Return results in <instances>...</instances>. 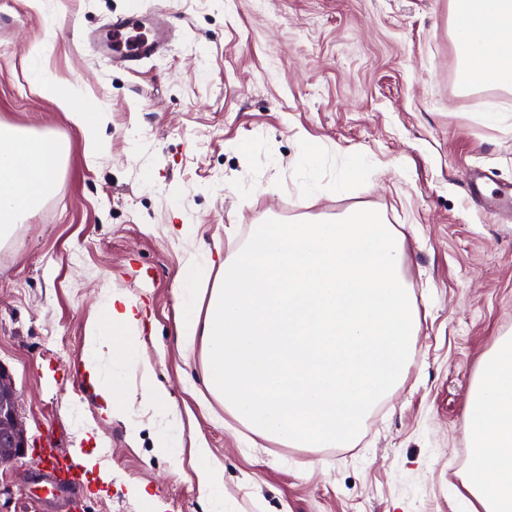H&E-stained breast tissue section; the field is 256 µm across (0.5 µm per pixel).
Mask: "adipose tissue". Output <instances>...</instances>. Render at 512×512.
<instances>
[{
	"instance_id": "ef3b65f1",
	"label": "adipose tissue",
	"mask_w": 512,
	"mask_h": 512,
	"mask_svg": "<svg viewBox=\"0 0 512 512\" xmlns=\"http://www.w3.org/2000/svg\"><path fill=\"white\" fill-rule=\"evenodd\" d=\"M451 34L466 85L491 83L512 90V0H450ZM42 93L69 112L79 128L87 160L107 149L100 135L102 108L82 89L41 69L32 72ZM64 149L50 138H34L0 125V239L58 183ZM137 304L105 296L85 328L84 368L101 397L107 417H124L130 394L122 373L140 372L141 400L159 418L156 445L176 451L180 421L152 366L142 359ZM465 436L469 449L467 487L484 512H512V337L498 339L482 359L469 391ZM200 491L208 512H224V470L209 449L194 450Z\"/></svg>"
}]
</instances>
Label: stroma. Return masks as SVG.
<instances>
[{
	"mask_svg": "<svg viewBox=\"0 0 512 512\" xmlns=\"http://www.w3.org/2000/svg\"><path fill=\"white\" fill-rule=\"evenodd\" d=\"M171 9L182 33L139 70L81 34ZM110 112L88 163L68 113L30 76L33 55ZM496 101L504 120L478 105ZM0 124L64 147L56 191L0 240V365L30 444L96 454L110 484L80 512H208L192 450L224 468L226 512H468L467 396L512 335V218L479 210L463 173L512 184V91L462 86L449 0H0ZM322 189H298L303 145ZM364 172L346 191L352 164ZM378 211L405 235L419 311L415 354L351 447L290 448L251 434L204 384L202 348L177 345V277L191 255L236 256L253 225ZM193 225V234L181 233ZM117 293L141 300V356L182 422L155 446L154 411L108 418L82 364L85 325ZM37 459L0 469V512H73Z\"/></svg>",
	"mask_w": 512,
	"mask_h": 512,
	"instance_id": "35a3bbf8",
	"label": "stroma"
}]
</instances>
